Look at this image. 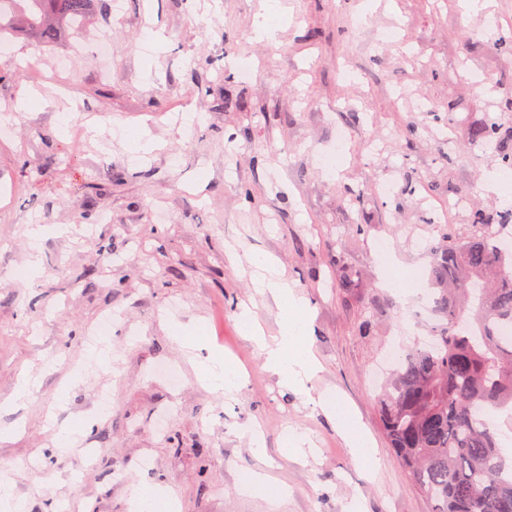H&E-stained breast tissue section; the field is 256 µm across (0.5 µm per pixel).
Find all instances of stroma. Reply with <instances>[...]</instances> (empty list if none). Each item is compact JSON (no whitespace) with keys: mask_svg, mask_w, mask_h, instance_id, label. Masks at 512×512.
I'll use <instances>...</instances> for the list:
<instances>
[{"mask_svg":"<svg viewBox=\"0 0 512 512\" xmlns=\"http://www.w3.org/2000/svg\"><path fill=\"white\" fill-rule=\"evenodd\" d=\"M266 2L112 0L57 44L12 42L29 68L0 80V429L14 432L0 464L27 512H129L133 484L164 488L175 512H345L355 499L363 512H432L380 427L373 373L437 317L383 286L372 244L391 239L401 284L413 270L425 283L433 224L461 230L474 212L494 223L512 209L485 183L512 153V51L493 47L512 37V0L488 15L460 0H280L287 15L261 38ZM103 28L105 57L91 45ZM479 76L489 92H472ZM27 93L42 104L14 111ZM488 123L493 148L473 145ZM334 151L340 163L324 167ZM30 224L56 231L33 250ZM252 256L275 260L306 304L320 363L309 394L280 386L245 335L242 306L267 335L280 322ZM32 263L38 277L15 282ZM350 272L356 285L342 287ZM108 311L103 367L87 336ZM177 325L245 367L233 398L199 383ZM26 376L32 396L10 404ZM329 395L372 455L351 453ZM65 426L76 437L62 445ZM290 429L308 439L304 462L281 453ZM249 469L287 484L280 508L238 494Z\"/></svg>","mask_w":512,"mask_h":512,"instance_id":"35a3bbf8","label":"stroma"}]
</instances>
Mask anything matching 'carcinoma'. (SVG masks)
Segmentation results:
<instances>
[{
  "mask_svg": "<svg viewBox=\"0 0 512 512\" xmlns=\"http://www.w3.org/2000/svg\"><path fill=\"white\" fill-rule=\"evenodd\" d=\"M98 0H0V39L24 32L51 42L86 20ZM492 124L473 128L481 147ZM430 280L436 347H415L395 370L380 403L382 428L396 457L438 512H512V459L504 454L494 411L512 406V209L501 224L458 233L435 225Z\"/></svg>",
  "mask_w": 512,
  "mask_h": 512,
  "instance_id": "1",
  "label": "carcinoma"
}]
</instances>
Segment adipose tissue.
<instances>
[{
    "instance_id": "1",
    "label": "adipose tissue",
    "mask_w": 512,
    "mask_h": 512,
    "mask_svg": "<svg viewBox=\"0 0 512 512\" xmlns=\"http://www.w3.org/2000/svg\"><path fill=\"white\" fill-rule=\"evenodd\" d=\"M257 288L267 291L281 309V330L278 336L266 338L262 328L250 311H242L241 321L249 340L263 357V366L277 376L279 384L302 393L318 369L317 361L308 344L309 321L306 304L296 296L287 283L279 278H263ZM243 373L237 363L222 353L210 352L199 364L198 379L210 390L230 395L237 391ZM327 412L337 419L354 455L368 456L373 452L369 433L336 398H329Z\"/></svg>"
}]
</instances>
